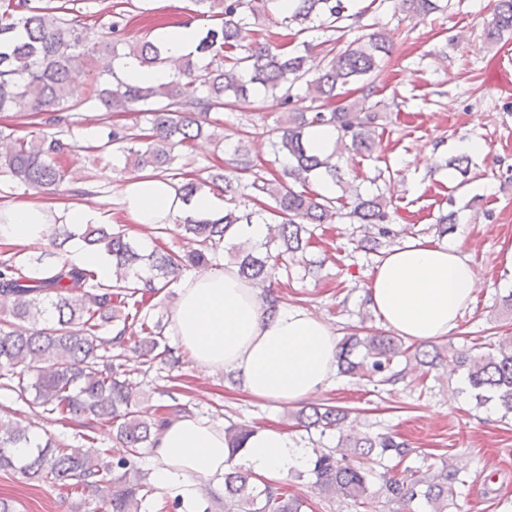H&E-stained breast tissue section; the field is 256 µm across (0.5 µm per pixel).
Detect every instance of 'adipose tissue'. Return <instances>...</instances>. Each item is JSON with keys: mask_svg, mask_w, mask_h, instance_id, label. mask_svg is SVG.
Returning <instances> with one entry per match:
<instances>
[{"mask_svg": "<svg viewBox=\"0 0 512 512\" xmlns=\"http://www.w3.org/2000/svg\"><path fill=\"white\" fill-rule=\"evenodd\" d=\"M211 194L184 202L167 182L144 174L126 188L122 210L134 223L153 228L178 213L223 211ZM56 209L25 201L0 208V242H47ZM477 274L458 246L412 242L390 250L365 289L369 307L396 335L425 342L452 333L473 301ZM173 324L182 347L206 372H234L248 396L296 405L315 397L336 375L337 338L329 323L293 305L266 314L236 267L215 268L189 277L179 290ZM153 456L155 480L195 512L200 483L224 494V471L239 464L276 480L309 463L307 449L287 432L265 428L231 453L224 428L196 418L177 417L163 426Z\"/></svg>", "mask_w": 512, "mask_h": 512, "instance_id": "adipose-tissue-1", "label": "adipose tissue"}]
</instances>
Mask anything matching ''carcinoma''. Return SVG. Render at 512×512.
I'll return each mask as SVG.
<instances>
[{
    "label": "carcinoma",
    "mask_w": 512,
    "mask_h": 512,
    "mask_svg": "<svg viewBox=\"0 0 512 512\" xmlns=\"http://www.w3.org/2000/svg\"><path fill=\"white\" fill-rule=\"evenodd\" d=\"M197 13L222 20L219 28L199 33L191 54L165 59L157 39L130 41L123 37L124 14L117 13L101 36H90L89 27L64 16V5L39 6L34 0H0V112H27L40 119L39 132L17 136L0 129V177L38 193H52L74 183L66 156L74 149L68 139L73 112L84 106L105 112H140L150 127L132 133L117 124L104 125L99 154L124 158L125 165L174 182L178 194L190 200L207 185L224 198V212L211 216L185 213L176 230L197 244L186 252L153 250L142 253L121 227L87 225L82 234L86 246L102 250L112 264V281L75 266L65 258L41 277L25 273L29 259L21 252L0 253V297L10 302L0 314V387L47 415L83 418L112 425L116 439L126 449L110 460L92 458L52 439L41 441L30 428L0 419V469L19 473L28 481L47 487L72 485L95 499L94 512H152L149 470L139 465L141 455L154 448L157 431L166 416L139 408V395L128 378L121 377L112 351L138 345L151 364L156 360L173 369L180 364L165 342L164 325L149 322L146 307L183 271L207 268L217 251L232 237L237 224H266L261 243L232 247L239 277L259 290L256 298L271 313L283 303L274 288L280 271L288 270L294 256L312 244L310 224H325L333 216H345L359 225L363 248L377 253L397 237L391 221L392 200L384 194L352 193L336 205V198L305 186L312 178L339 183L343 180L335 158L344 150L370 155L376 148L380 113L374 80L394 53L384 31L362 35L336 51L313 78H308V57L314 44L246 43L259 21L281 17V25L298 27L299 36L318 29L333 30L345 18L344 0H294L288 12L279 0H192ZM442 0H401L403 10L420 20L440 10ZM512 33V0H496L484 38L496 43ZM133 57L145 66L167 62L174 77L167 83L141 86L126 82L106 66L92 75L83 96L71 85L73 70L91 59L114 63ZM355 84L357 97L342 100L339 90ZM305 88L312 105L307 112H290L280 125L266 131L275 156L288 158L283 176L292 181L268 180L254 175L246 145L234 147L227 170L206 183L186 177L174 167L183 152L215 126L214 110L233 107L253 93L264 92L287 103L296 88ZM329 126L336 131V149L328 156L315 154L309 145L311 130ZM299 184L304 190L297 191ZM248 198L259 209L240 210ZM340 373L374 385L397 382L400 360L415 361L434 369L442 359L437 347L423 350L373 328L350 333L338 342ZM457 370L466 379L464 391L483 407L494 405L502 417L512 416V339L498 343L493 352L461 355ZM297 423L320 434L336 431L338 452L313 449V487L328 499L358 504L382 498L397 506L394 512H410L420 499L430 512H447L456 496L458 473L447 463L441 468L406 467L401 477L383 480L378 490L370 487L366 462L386 458L398 465L413 453L403 438L390 433L374 435L347 431V412L330 404L301 408ZM251 429L238 424L224 427L232 451L241 449ZM252 474L233 468L224 474V512H302L306 501L288 494L277 483L251 482Z\"/></svg>",
    "instance_id": "1"
}]
</instances>
